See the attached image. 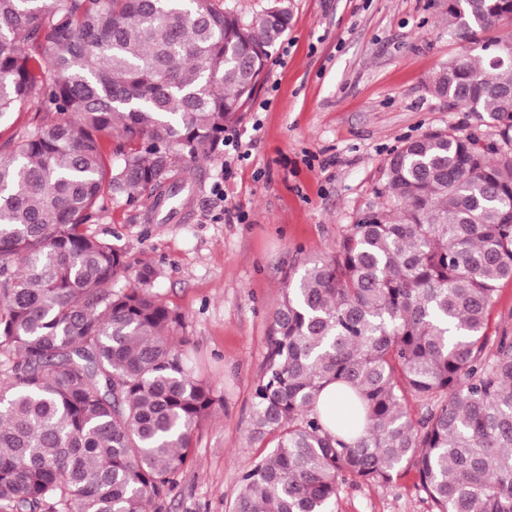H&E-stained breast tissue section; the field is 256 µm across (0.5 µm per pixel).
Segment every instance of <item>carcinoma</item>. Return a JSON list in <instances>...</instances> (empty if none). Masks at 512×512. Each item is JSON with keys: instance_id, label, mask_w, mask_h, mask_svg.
I'll return each instance as SVG.
<instances>
[{"instance_id": "1", "label": "carcinoma", "mask_w": 512, "mask_h": 512, "mask_svg": "<svg viewBox=\"0 0 512 512\" xmlns=\"http://www.w3.org/2000/svg\"><path fill=\"white\" fill-rule=\"evenodd\" d=\"M447 16L461 51L429 89L489 113L504 148L406 141L381 200L285 289L253 395L267 448L232 512H335L346 480L404 468L433 512H512V332L487 334L512 282V61L494 60L512 35L483 37L512 0ZM289 21L288 0L255 19L215 0H0V123L53 113L0 147V512H159L213 386L171 338L184 315L152 291L160 271L87 225L220 151ZM329 384L352 420L317 411Z\"/></svg>"}]
</instances>
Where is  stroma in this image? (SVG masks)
I'll return each instance as SVG.
<instances>
[{"label":"stroma","instance_id":"obj_1","mask_svg":"<svg viewBox=\"0 0 512 512\" xmlns=\"http://www.w3.org/2000/svg\"><path fill=\"white\" fill-rule=\"evenodd\" d=\"M292 18L225 147L176 172L159 205L110 206L91 233L122 245L132 266L185 316V339L214 388L192 462L161 512H230L238 476L263 450L248 427L272 314L289 278L335 251L378 200L391 151L453 129L496 150L486 112L450 108L427 80L457 55L446 0H291ZM247 149L238 157L233 143ZM336 512H431L414 472L349 482Z\"/></svg>","mask_w":512,"mask_h":512}]
</instances>
